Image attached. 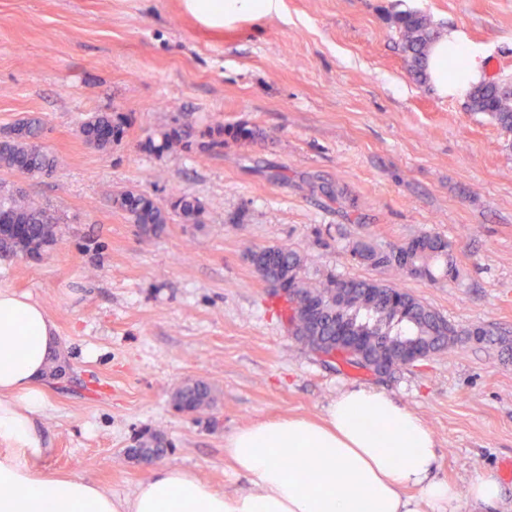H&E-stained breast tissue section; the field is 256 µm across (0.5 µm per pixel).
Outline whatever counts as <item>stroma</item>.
Here are the masks:
<instances>
[{
    "label": "stroma",
    "mask_w": 512,
    "mask_h": 512,
    "mask_svg": "<svg viewBox=\"0 0 512 512\" xmlns=\"http://www.w3.org/2000/svg\"><path fill=\"white\" fill-rule=\"evenodd\" d=\"M404 9L456 32L489 76L512 75V0H283L259 27L224 31L200 29L180 0H0V132L37 113L58 159L49 177L0 171L61 226L43 257L0 258V290L46 309L68 364L44 385L47 469L129 495L147 472L124 450L155 432L170 443L165 464L242 489L228 435L321 418L363 385L425 422L456 512H486L467 494L479 478L499 486L495 512H512V133L467 111L464 93L409 77L388 20ZM91 112L122 113L123 140L88 146ZM216 122L263 136L200 153ZM174 128L193 150L161 149ZM132 187L164 205L199 198L201 224L143 237L112 205ZM425 232L451 243L453 274L395 276L351 255L360 240L389 250ZM264 246L296 251L313 282L396 285L447 319L457 344L385 376L322 361L249 263ZM477 328L491 343L470 339ZM198 378L217 402L191 417L171 393Z\"/></svg>",
    "instance_id": "1"
}]
</instances>
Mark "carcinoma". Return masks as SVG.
<instances>
[{
  "label": "carcinoma",
  "instance_id": "1",
  "mask_svg": "<svg viewBox=\"0 0 512 512\" xmlns=\"http://www.w3.org/2000/svg\"><path fill=\"white\" fill-rule=\"evenodd\" d=\"M390 22L398 34L406 70L415 81L426 82L430 48L438 39L437 24L430 16L411 9L392 15ZM466 98L468 111L484 114L501 130L512 133V85L495 79L485 80L471 87ZM42 131V119L30 115L1 136L0 170L18 171L31 177L53 173L58 161L38 143ZM80 132L88 145L103 151L122 140L125 124L117 113L93 112L81 122ZM226 133L244 143L253 142L261 135L260 131L246 126L227 129L216 124L209 129L210 140L200 144V149L224 145ZM190 137L191 134L174 129L163 134L161 147L167 150L178 146L189 148ZM112 204L125 212L138 231L148 237L164 235L174 215L186 224L202 223V204L185 192L177 195L169 210L137 189L115 195ZM60 236V226L41 207L12 195L6 196L0 190V256L39 258L55 248ZM397 250L426 277H434L432 260L442 259L446 273L454 271L451 246L439 235H417ZM352 252L359 262L370 267L406 272L405 264L387 261L383 251L368 244L358 242ZM248 257L266 282L283 281L282 287L288 289L290 300L296 306L316 309L314 318L303 324L302 335L298 336L307 346L331 343L336 339L338 318L333 300L341 288L351 299L344 313L345 326L353 335L365 337L370 364L374 366L393 369L407 364L419 345L428 351L439 352L455 342V330L451 325L448 326V339L439 340L443 320L439 313L391 283L374 279L351 280L334 274L312 283L301 275V257L286 247L258 248L249 251ZM173 400L178 409L195 414L209 408L215 396L208 382L192 379L176 388ZM165 447L166 442L160 435L139 434L132 439L129 450L161 452Z\"/></svg>",
  "mask_w": 512,
  "mask_h": 512
}]
</instances>
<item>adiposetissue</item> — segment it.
<instances>
[{"instance_id":"1","label":"adipose tissue","mask_w":512,"mask_h":512,"mask_svg":"<svg viewBox=\"0 0 512 512\" xmlns=\"http://www.w3.org/2000/svg\"><path fill=\"white\" fill-rule=\"evenodd\" d=\"M207 30L257 23L282 0H181ZM430 81L445 94L487 73L455 34L437 41ZM0 512H453L455 486L437 479L435 440L414 412L388 393L341 391L322 420L258 421L224 443L243 491L216 490L193 471L153 468L134 493L115 497L94 482L46 470L39 420L44 381L59 352L56 325L30 296L0 290ZM292 467H285L284 459Z\"/></svg>"}]
</instances>
